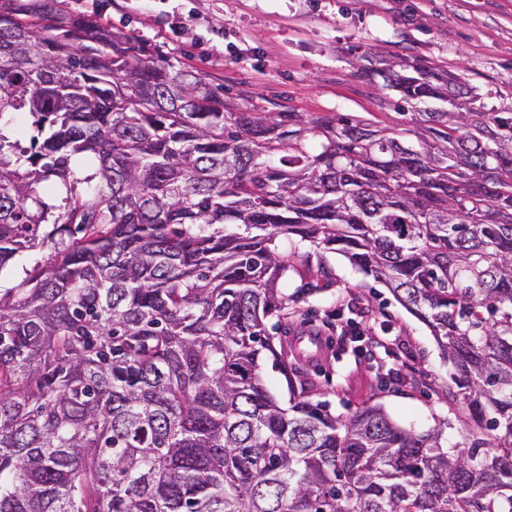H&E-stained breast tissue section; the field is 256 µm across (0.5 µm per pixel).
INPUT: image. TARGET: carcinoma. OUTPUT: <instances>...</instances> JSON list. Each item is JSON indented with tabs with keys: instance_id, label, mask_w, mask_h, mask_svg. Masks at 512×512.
<instances>
[{
	"instance_id": "1",
	"label": "carcinoma",
	"mask_w": 512,
	"mask_h": 512,
	"mask_svg": "<svg viewBox=\"0 0 512 512\" xmlns=\"http://www.w3.org/2000/svg\"><path fill=\"white\" fill-rule=\"evenodd\" d=\"M365 75L413 128L250 112L91 15L0 0V512H512V115L418 58ZM281 237L429 328L469 447L296 393Z\"/></svg>"
}]
</instances>
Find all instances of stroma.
I'll return each mask as SVG.
<instances>
[{"label": "stroma", "instance_id": "stroma-1", "mask_svg": "<svg viewBox=\"0 0 512 512\" xmlns=\"http://www.w3.org/2000/svg\"><path fill=\"white\" fill-rule=\"evenodd\" d=\"M176 58L253 112L409 124L361 77L419 57L465 76L478 112H512V0H58ZM291 254L287 332L310 398L348 415L382 405L401 426L466 447L469 412L447 397L451 366L429 329L340 254L279 239ZM317 288H308L309 279Z\"/></svg>", "mask_w": 512, "mask_h": 512}]
</instances>
